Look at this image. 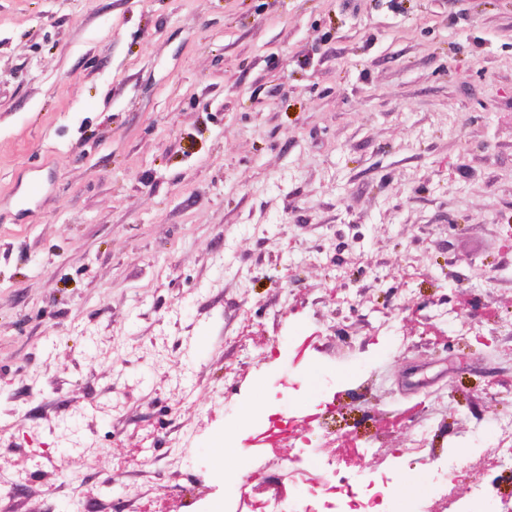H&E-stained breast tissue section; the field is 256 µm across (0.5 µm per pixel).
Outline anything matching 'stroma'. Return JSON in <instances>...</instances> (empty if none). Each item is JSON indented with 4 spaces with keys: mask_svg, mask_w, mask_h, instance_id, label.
Segmentation results:
<instances>
[{
    "mask_svg": "<svg viewBox=\"0 0 512 512\" xmlns=\"http://www.w3.org/2000/svg\"><path fill=\"white\" fill-rule=\"evenodd\" d=\"M37 178L0 512H206L249 405L380 436L406 504L453 449L466 492L512 414V0H0V196Z\"/></svg>",
    "mask_w": 512,
    "mask_h": 512,
    "instance_id": "35a3bbf8",
    "label": "stroma"
}]
</instances>
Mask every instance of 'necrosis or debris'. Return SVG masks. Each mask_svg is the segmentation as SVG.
I'll return each instance as SVG.
<instances>
[{"instance_id": "4bbe7bcc", "label": "necrosis or debris", "mask_w": 512, "mask_h": 512, "mask_svg": "<svg viewBox=\"0 0 512 512\" xmlns=\"http://www.w3.org/2000/svg\"><path fill=\"white\" fill-rule=\"evenodd\" d=\"M262 435L285 438L293 453L286 459L285 477H271L268 486L255 490L241 486L237 495L217 503L216 512H399L401 468L391 464L365 474L354 470L347 456L320 453L303 435L281 419H268ZM489 448L485 473L473 474L467 493H458L449 480L456 466L454 453L434 458L430 478L435 500L417 501L412 512H512V498L494 493L491 473L512 470V417L499 419Z\"/></svg>"}]
</instances>
